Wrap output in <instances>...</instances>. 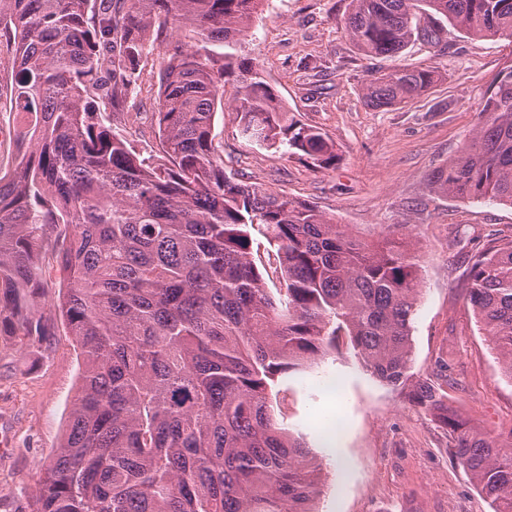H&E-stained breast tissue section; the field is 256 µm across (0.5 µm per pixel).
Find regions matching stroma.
Listing matches in <instances>:
<instances>
[{
	"label": "stroma",
	"mask_w": 512,
	"mask_h": 512,
	"mask_svg": "<svg viewBox=\"0 0 512 512\" xmlns=\"http://www.w3.org/2000/svg\"><path fill=\"white\" fill-rule=\"evenodd\" d=\"M350 9V0H263L236 46L296 118L335 142V168L317 169L284 149L242 139L228 110L215 116V143L236 179L288 192L360 235L405 225L422 261L413 377H446L454 409L483 431L507 436L512 380L477 326L467 288L473 254L489 240L512 238V207L434 194L428 177L458 155L479 124L489 88L512 66V40L472 37L449 25L442 48L415 44L371 60L345 31ZM407 64L435 72L431 92L404 107L367 106L362 87L371 67ZM156 97L141 94L113 118L144 158L159 145L149 117ZM134 112L140 120H131ZM79 373L61 319L33 344L0 334V512H25L39 468L66 429ZM271 410L303 434L322 464L319 512H492L452 458L443 428L350 351L328 356L315 372L286 375Z\"/></svg>",
	"instance_id": "35a3bbf8"
}]
</instances>
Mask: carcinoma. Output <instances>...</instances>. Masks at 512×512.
<instances>
[{
  "label": "carcinoma",
  "instance_id": "obj_1",
  "mask_svg": "<svg viewBox=\"0 0 512 512\" xmlns=\"http://www.w3.org/2000/svg\"><path fill=\"white\" fill-rule=\"evenodd\" d=\"M261 0H0V112L17 124L0 169V333L46 336L28 314L44 287L47 227L67 274L54 311L82 357L64 438L42 466L30 512H318L321 467L302 436L273 418L278 378L311 372L336 339L392 386L413 362L419 256L391 231L369 240L283 191L224 172L214 118L239 83V134L336 167L325 133L297 120L261 71L231 52ZM512 38V0H352L346 33L366 56L440 45L442 21ZM199 39L165 55L146 161L112 128L145 90L139 61L153 32ZM219 45L218 53L210 46ZM437 82L409 65L364 85L376 109ZM431 189L512 207V69ZM277 254L274 296L253 232ZM468 300L501 373L512 380V240L474 255ZM409 400L448 431L452 457L493 512H512V431L480 432L442 386Z\"/></svg>",
  "mask_w": 512,
  "mask_h": 512
}]
</instances>
